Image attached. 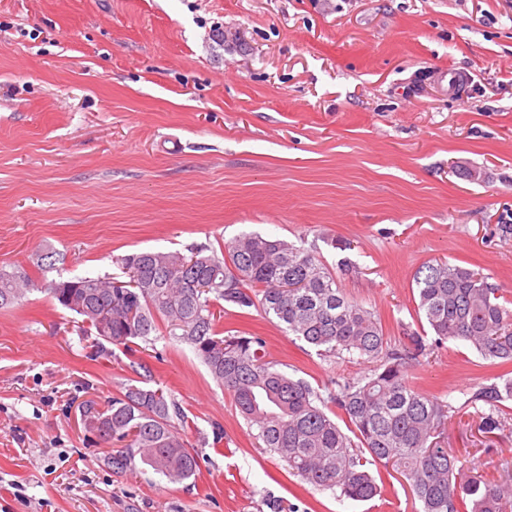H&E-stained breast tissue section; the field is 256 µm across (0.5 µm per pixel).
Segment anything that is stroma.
Segmentation results:
<instances>
[{
    "instance_id": "35a3bbf8",
    "label": "stroma",
    "mask_w": 512,
    "mask_h": 512,
    "mask_svg": "<svg viewBox=\"0 0 512 512\" xmlns=\"http://www.w3.org/2000/svg\"><path fill=\"white\" fill-rule=\"evenodd\" d=\"M249 233L319 258L391 348L422 328L424 263L512 299V0H0V269L33 283L0 309V512H414L396 474L369 503L290 475L192 347L93 355L42 289ZM223 327L323 394L370 370L256 308ZM501 372L449 343L407 379L457 408L448 446L471 471L512 481V428L487 439L463 412ZM131 384L177 402L194 479L103 466L79 405Z\"/></svg>"
}]
</instances>
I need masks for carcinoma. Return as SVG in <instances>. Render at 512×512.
<instances>
[{
	"label": "carcinoma",
	"mask_w": 512,
	"mask_h": 512,
	"mask_svg": "<svg viewBox=\"0 0 512 512\" xmlns=\"http://www.w3.org/2000/svg\"><path fill=\"white\" fill-rule=\"evenodd\" d=\"M115 263L117 276L88 274L44 290L81 318L96 348L106 341L131 352L152 341L162 320L166 335L192 346L232 393L256 447L285 462L291 475L339 498L369 502L382 494L374 468L390 467L417 512H502L512 490L481 475L464 477L463 461L447 448L451 406L406 379L420 357L448 341L512 363V302L490 275L441 260L423 265L414 282L418 315L430 334L411 331L407 344L390 349L379 318L350 300L312 253L283 239L250 233L219 251L151 250ZM27 286L26 275L1 271L0 309L20 301ZM256 306L319 355L358 357L372 369L322 397L267 359L263 337L218 330L217 314ZM510 400L512 378L500 375L478 388L469 401L478 430H504ZM173 407L163 390L130 385L102 408L82 403L80 416L104 441L124 443L105 458L107 467L122 473L140 466L182 482L195 475L198 454L171 422Z\"/></svg>",
	"instance_id": "obj_1"
}]
</instances>
